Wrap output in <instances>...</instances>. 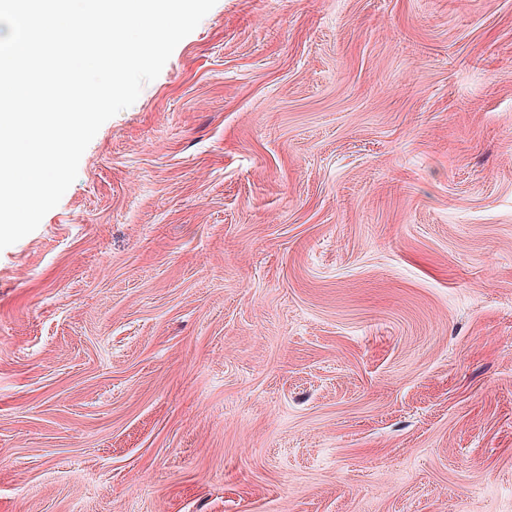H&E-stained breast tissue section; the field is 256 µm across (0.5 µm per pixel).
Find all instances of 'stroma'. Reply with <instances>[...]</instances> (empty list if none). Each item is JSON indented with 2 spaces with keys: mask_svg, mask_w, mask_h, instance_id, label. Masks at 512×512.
Here are the masks:
<instances>
[{
  "mask_svg": "<svg viewBox=\"0 0 512 512\" xmlns=\"http://www.w3.org/2000/svg\"><path fill=\"white\" fill-rule=\"evenodd\" d=\"M0 512H512V0H217L0 251Z\"/></svg>",
  "mask_w": 512,
  "mask_h": 512,
  "instance_id": "stroma-1",
  "label": "stroma"
}]
</instances>
